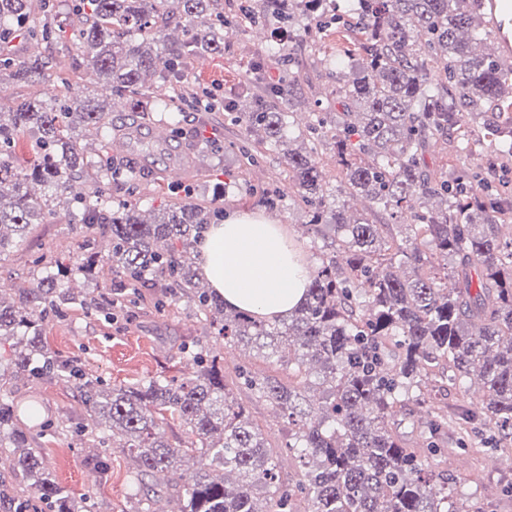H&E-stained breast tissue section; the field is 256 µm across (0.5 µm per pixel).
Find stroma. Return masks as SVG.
<instances>
[{
    "instance_id": "35a3bbf8",
    "label": "stroma",
    "mask_w": 512,
    "mask_h": 512,
    "mask_svg": "<svg viewBox=\"0 0 512 512\" xmlns=\"http://www.w3.org/2000/svg\"><path fill=\"white\" fill-rule=\"evenodd\" d=\"M239 3L240 0H215L214 12L224 23V50L189 58L184 82L203 88L217 101L234 99L241 108H249L251 92L244 80L256 57L262 54L266 57V83H278L288 68L297 76L301 91L290 107L296 130L305 131L317 113L335 111V40L301 42L286 36L280 43H273L270 26L252 27L241 20ZM51 21L61 30L60 39L38 44L19 37L12 43V53L21 59L55 57L59 74L70 81L71 95L97 92L101 84L98 72L83 59L72 37L78 24L72 0H54ZM271 46L276 49L272 55L267 52ZM162 133L172 136L171 163L184 168L182 181L168 180L166 166L149 170L134 143L119 150L111 136L83 139L88 159H95L100 150L107 149L134 172L131 181L112 183L108 194L113 201L136 200L139 213L147 222L157 218L167 205L178 203H199L227 213L261 211L287 225L300 242L309 265H316L324 243L305 232L310 216L290 186L281 151L260 147L243 127L215 111L155 113L149 141L157 142ZM421 163L427 173L439 180L469 173L512 181V157L498 158L488 152L460 155L448 138L431 142ZM77 222L64 204L55 205L45 223L37 225L8 259L0 261V289L10 293L49 278L57 287L77 296L108 293L103 281L86 279L72 263L79 245L98 236L94 229L78 231ZM164 286L163 280L150 279L142 290L145 304L131 317L119 312L108 321L100 313L71 307L65 317L46 321L44 335L49 348L87 375L117 386L134 385L152 377L193 375L196 363L177 351L180 342L190 337L199 341L209 356L223 362L225 372H232L235 365L247 361L262 372H272V364L257 358L255 349L225 345L192 303L163 295ZM159 299L164 302L160 308L155 305ZM481 387L474 378L460 385L437 378L426 380L420 385L419 400L394 412L391 427L409 447L421 448L424 402L472 408L477 404L473 393ZM13 396L20 402L40 400L46 418L58 423L54 436L35 438L34 445L62 487L75 497L85 498L91 512H142V503L133 494L135 472L126 449H108L106 474L86 466L85 458L93 454L94 448L92 443H79L74 433L76 424L88 420L75 382H35L21 377L14 383ZM436 471L456 477L457 493L477 500L483 512H512V452L489 447L477 456L461 450L445 453L440 456Z\"/></svg>"
}]
</instances>
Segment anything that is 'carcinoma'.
Masks as SVG:
<instances>
[{"label": "carcinoma", "mask_w": 512, "mask_h": 512, "mask_svg": "<svg viewBox=\"0 0 512 512\" xmlns=\"http://www.w3.org/2000/svg\"><path fill=\"white\" fill-rule=\"evenodd\" d=\"M86 22L73 37L102 81V93L69 95L51 57L20 60L4 50L18 36L53 40L57 32L31 17L33 0H0V72L19 82L53 81L47 101L28 100L0 111V261L9 258L50 204L70 194L88 173L78 131L112 134V101L140 112L141 125L154 112H180L182 63L199 51L219 52L221 26L207 21L213 0H180L183 39L160 42L168 26V0H74ZM244 0L245 22L268 25L295 21L300 9L320 18L321 29L336 26V38L358 46L336 53L340 111L320 112L308 131L329 128L336 162L345 171V192L363 195L399 223L410 216L412 234H384L387 224L352 219L335 205L313 164L315 146L288 149L284 161L291 188L308 208L314 236L333 232L331 252L312 269L306 298L288 317L266 322L224 309V298L202 286L197 244L216 212L198 204L168 207L157 220L140 219L137 204L106 200L107 186L128 178L129 169L110 156L98 161L93 190L65 204L81 221L102 227L108 252L81 253L86 273L107 270L116 304L134 308L149 276L192 301L224 336L250 346L264 360L288 367V379L235 368L234 382L269 401L288 424V439L270 442L265 430L239 405L224 367L194 354L191 378L158 377L142 386H109L88 378L46 345L43 323L78 304L112 319L97 296L80 298L41 280L10 294L0 289V341L13 340L8 359L0 356V449L14 456V472L26 489L0 476V512H87L51 478L40 451L16 412L41 432L40 403L16 407L10 387L29 380L62 377L78 382L83 405L94 417L93 439L128 451L139 479L134 495L145 496L143 477L163 474L178 482L177 512H483L472 499L455 496L454 478L435 474L431 455L436 437L447 431L459 448L478 454L488 440L471 427L476 419L512 442V240L499 236L512 204V189L488 188L464 174L440 183L422 168L420 157L437 137H461L465 116L480 119L488 141L512 156V68L503 67L491 42L481 0ZM356 15L357 29L347 28ZM169 85V95L142 105L145 77ZM299 85L290 76L264 87L249 111L234 119L278 148L293 141L291 112L266 98L292 101ZM35 139L37 163L14 161L22 134ZM37 182L46 193L31 195ZM441 200L416 209L417 200ZM454 265L448 266V258ZM406 266L402 275L395 266ZM453 278L455 287L446 285ZM455 384L480 377L484 394L475 410L459 413L433 405L421 456L396 438L389 425L394 409L413 397L429 376ZM320 392L317 405L309 394ZM177 419L186 439L171 441L166 416ZM285 452L300 464L285 484L278 473ZM199 458L185 481L178 463Z\"/></svg>", "instance_id": "obj_1"}]
</instances>
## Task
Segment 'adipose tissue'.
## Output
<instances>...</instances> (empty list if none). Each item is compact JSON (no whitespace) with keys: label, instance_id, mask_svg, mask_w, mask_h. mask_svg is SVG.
I'll return each instance as SVG.
<instances>
[{"label":"adipose tissue","instance_id":"adipose-tissue-1","mask_svg":"<svg viewBox=\"0 0 512 512\" xmlns=\"http://www.w3.org/2000/svg\"><path fill=\"white\" fill-rule=\"evenodd\" d=\"M201 269L228 308L272 320L303 302L309 266L283 225L259 212H234L199 244Z\"/></svg>","mask_w":512,"mask_h":512}]
</instances>
